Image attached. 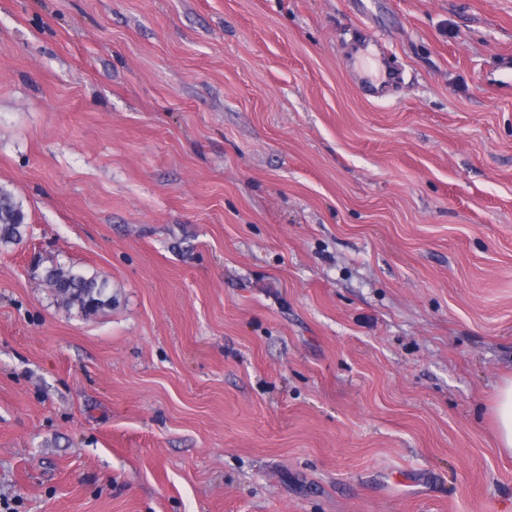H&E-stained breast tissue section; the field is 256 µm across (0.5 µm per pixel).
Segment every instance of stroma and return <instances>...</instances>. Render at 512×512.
<instances>
[{
    "label": "stroma",
    "mask_w": 512,
    "mask_h": 512,
    "mask_svg": "<svg viewBox=\"0 0 512 512\" xmlns=\"http://www.w3.org/2000/svg\"><path fill=\"white\" fill-rule=\"evenodd\" d=\"M504 53L512 0H0V498L512 512ZM25 213L11 191L0 187V247L20 243L25 232ZM44 281L68 309L77 307L85 314H91L112 305V292L105 278L88 277L72 268L52 266L45 270ZM494 423L500 453L512 456V379L498 387Z\"/></svg>",
    "instance_id": "stroma-1"
}]
</instances>
